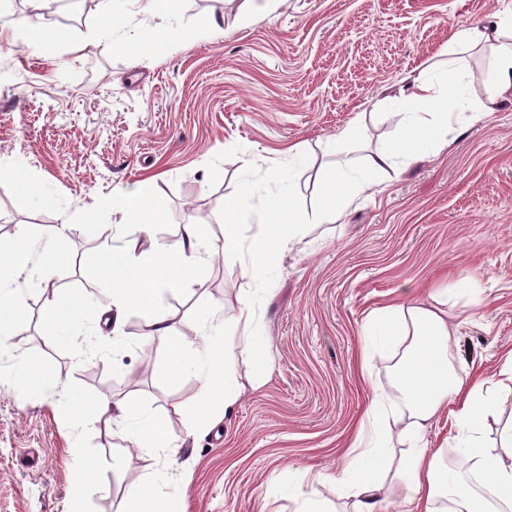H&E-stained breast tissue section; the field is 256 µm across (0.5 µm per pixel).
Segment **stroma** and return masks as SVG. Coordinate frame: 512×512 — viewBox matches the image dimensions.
Listing matches in <instances>:
<instances>
[{
	"label": "stroma",
	"mask_w": 512,
	"mask_h": 512,
	"mask_svg": "<svg viewBox=\"0 0 512 512\" xmlns=\"http://www.w3.org/2000/svg\"><path fill=\"white\" fill-rule=\"evenodd\" d=\"M116 0V25L99 6L82 20L48 14L44 53L15 40L0 10V240L41 241L64 227V274L46 292L40 265L20 279L28 308L22 338L0 339V512H123L128 491L161 474L170 512H297L309 498L351 512L310 474L338 473L370 386L392 391L401 346L375 341L373 313L412 296L438 307L432 279L463 280L448 322L454 363L490 377L512 353V104L463 124L457 143L386 172L369 156L404 135L396 98L413 71L436 65L450 33L512 10V0ZM178 37L140 53L162 28ZM356 125L348 150L357 170L332 224H306L270 264L265 284L236 259L208 260L197 277L158 297L172 330L202 345L193 366L169 380L165 341L145 340L125 317L117 345L105 323L98 263L104 227L148 248L174 240L186 200L215 210L242 187L254 212L290 192L313 215L336 170L332 136ZM303 144L301 157L288 149ZM289 171L291 186L270 180ZM158 201L163 216L130 223L118 189ZM81 297L88 309L67 340L52 309ZM255 302L265 362L233 341L242 395L212 428L191 432L206 407L201 374L223 350V324L239 301ZM479 305H472V298ZM372 385L354 375L362 346ZM39 357L64 386L94 399L119 395L157 419L180 444L129 452L124 428L67 412L60 391L15 380V361ZM99 466V482L74 506L72 446Z\"/></svg>",
	"instance_id": "1"
}]
</instances>
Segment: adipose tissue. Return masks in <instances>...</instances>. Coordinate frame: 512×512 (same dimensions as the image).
Returning <instances> with one entry per match:
<instances>
[{"instance_id": "1", "label": "adipose tissue", "mask_w": 512, "mask_h": 512, "mask_svg": "<svg viewBox=\"0 0 512 512\" xmlns=\"http://www.w3.org/2000/svg\"><path fill=\"white\" fill-rule=\"evenodd\" d=\"M477 46L489 47L491 61L483 98L468 104L462 98L459 79L466 54ZM399 97L408 106L400 115L406 135L370 157V166L379 171L393 168L400 158L414 161L433 145L448 147L445 133L463 116L488 118L502 103L512 101V14L453 30L446 63L412 72ZM266 213L270 223L256 225L249 236L231 232L224 237L225 257L239 258L244 275L260 282L272 258L298 237L305 222L286 194L273 198ZM207 237V225L192 220L183 225L177 239L157 246L153 256H145L130 243L113 245L108 236L98 253L99 263L107 269L113 328H120L130 309L151 310L143 336L167 341L168 376L172 379L191 365L198 348L173 336L168 314L157 310L155 302L164 289L193 277L205 263L202 248ZM31 260L27 236L0 242V334L16 330L24 321L25 302L12 283ZM376 318L384 326L386 340L406 347L393 363L401 398L393 400L376 389L369 393L349 460L332 476V486L352 498L353 512H381L384 485L372 463L378 449L387 447L385 429L392 425L411 446L398 476L404 491L401 512H512V425L500 430L497 447L488 446L483 435L485 421L496 412L498 394L512 390V353L497 380L478 373L461 378L451 361L454 332L448 325L447 310L427 308L407 298L380 308ZM237 377L232 351L216 356L202 377L211 406L193 415L194 429L211 426L213 409L236 404ZM71 403L78 409L90 408L97 421L123 426L135 443L146 440L152 447L165 449L168 460H175L179 453L178 445L168 439L159 423L143 416L128 399L103 398L88 406L75 397ZM446 409L453 416L449 439L462 455L453 468L444 463L427 437L432 420Z\"/></svg>"}]
</instances>
